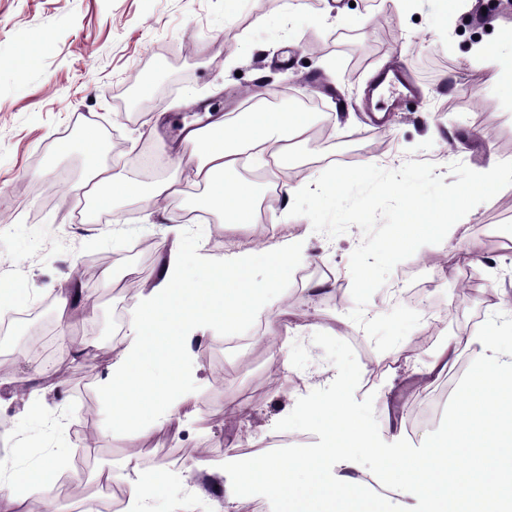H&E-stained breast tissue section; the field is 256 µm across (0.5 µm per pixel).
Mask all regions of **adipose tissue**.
I'll use <instances>...</instances> for the list:
<instances>
[{
  "instance_id": "ef3b65f1",
  "label": "adipose tissue",
  "mask_w": 512,
  "mask_h": 512,
  "mask_svg": "<svg viewBox=\"0 0 512 512\" xmlns=\"http://www.w3.org/2000/svg\"><path fill=\"white\" fill-rule=\"evenodd\" d=\"M473 56L478 65L493 71L498 83L512 86V33L496 43L476 45ZM311 121L308 112H284L262 105L223 116L207 128L190 132L193 163L182 179H135L113 173L101 161V135L90 125L81 138L88 170L85 196L100 215L126 200L151 208L168 204L192 185L203 191L202 207L220 213L224 223L252 224L256 221L252 191L229 180V173L240 168L248 151H273L278 165L288 167L291 160L279 144L288 133L303 134ZM304 253V243L292 239L245 248L212 262L217 281L213 288L186 280L179 261L170 260L159 282L131 302L126 331L100 380L99 391L111 411L113 429L137 433L147 426L163 427L179 416L190 398L183 387L182 369L191 361L200 333L210 328L228 331L253 318L265 299L264 288L252 284L250 271L264 266L265 288H273ZM307 408L324 414L325 440L302 454H270L258 465L237 463L228 498L259 488L279 500L280 512H369L366 481L352 470L332 477L319 474L305 485L290 483L291 472L310 462L371 447L368 430L338 398L311 402ZM112 479L126 489L128 512H148L156 492L154 472L136 468L129 474H113Z\"/></svg>"
}]
</instances>
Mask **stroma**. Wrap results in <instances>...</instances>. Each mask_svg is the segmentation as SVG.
<instances>
[{
  "instance_id": "35a3bbf8",
  "label": "stroma",
  "mask_w": 512,
  "mask_h": 512,
  "mask_svg": "<svg viewBox=\"0 0 512 512\" xmlns=\"http://www.w3.org/2000/svg\"><path fill=\"white\" fill-rule=\"evenodd\" d=\"M509 28L512 8L502 0L491 8L486 0H0V287L27 296L22 304L0 303V313L14 317L0 338V354L13 357L0 376V458L35 474L53 455L69 454L74 463L51 489L29 483L28 501L50 493L71 512L65 482L88 484L105 471H122L126 448L135 446L147 451L140 467L159 475L154 512H242L255 500L262 512H278V501L264 491L231 501L224 486L248 447L278 454L321 442V418L298 412L320 399L337 374L312 341L318 332L353 347L361 370L355 398L373 396L382 439L420 445L441 422L444 394L475 358L466 338L493 313L512 312V186L470 211L456 233L459 247L424 246L423 256L396 265L373 294L369 318L401 305L395 283L405 279L419 289L412 305L419 325L383 353L349 317L350 256L362 231L354 225L332 238L303 216L281 223L276 176L261 173L252 159L235 177L258 186L264 209L257 226L226 224L210 211L177 224L176 213L195 209L200 191L193 186L168 212L125 201L112 222L86 224L66 188L85 177V126L97 125L115 145L106 159L113 171L131 175L144 148L182 125L193 106L209 108L214 119L237 111L246 86L316 100L321 124L333 130L325 140L290 141L289 185L313 182L333 155L346 165L386 170L429 162L453 183L450 164L482 171L512 161V90L472 59L475 45L495 42ZM311 43L318 55L307 54ZM399 64L418 94L370 103L379 74ZM144 81L153 90L146 109L125 114L128 85ZM159 112L166 115L160 127ZM378 139L387 144L379 155L371 150ZM260 229L269 240L305 241L307 259L268 290L263 314L196 343L186 371L192 397L178 418L137 435L113 429L98 381L112 358L113 316L129 309L126 282L151 288L172 255H230ZM147 238L160 248L146 261L133 245ZM96 257L106 258L111 282L78 277L75 264ZM66 286L95 293L94 303L58 317L57 296ZM270 312L277 325L267 323ZM46 325L93 354L94 371L71 356H18ZM270 334L276 346L251 342ZM451 340L457 348L447 368L426 375ZM33 397L35 414L28 410ZM19 444L25 453L17 457ZM203 460L209 469L200 468Z\"/></svg>"
}]
</instances>
